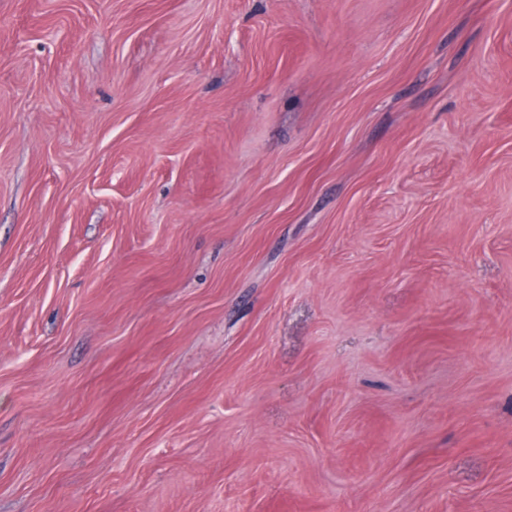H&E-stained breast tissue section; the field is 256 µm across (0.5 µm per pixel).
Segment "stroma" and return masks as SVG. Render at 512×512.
<instances>
[{
  "label": "stroma",
  "instance_id": "1",
  "mask_svg": "<svg viewBox=\"0 0 512 512\" xmlns=\"http://www.w3.org/2000/svg\"><path fill=\"white\" fill-rule=\"evenodd\" d=\"M0 512H512V0H0Z\"/></svg>",
  "mask_w": 512,
  "mask_h": 512
}]
</instances>
